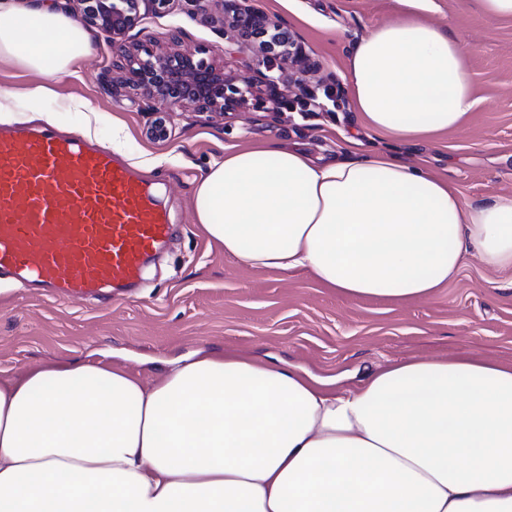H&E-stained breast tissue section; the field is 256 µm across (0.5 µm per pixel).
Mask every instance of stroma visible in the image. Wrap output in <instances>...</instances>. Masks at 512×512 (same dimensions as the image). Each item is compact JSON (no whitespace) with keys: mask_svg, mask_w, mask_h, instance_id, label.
Returning <instances> with one entry per match:
<instances>
[{"mask_svg":"<svg viewBox=\"0 0 512 512\" xmlns=\"http://www.w3.org/2000/svg\"><path fill=\"white\" fill-rule=\"evenodd\" d=\"M430 20L448 27L466 51L477 104L462 128L426 144H402L369 132L350 103L346 59L377 22L393 15V0H249L282 22L304 45L319 71L309 90H337L336 105L302 112L250 106L214 114L178 108L168 115L171 136L147 133L152 119L139 95L111 91L106 80L119 57L110 34L94 30L95 54L58 81L0 61V88L17 93L42 85L54 122L37 113L26 125L46 126L102 144L113 121L127 133L117 156L135 171L146 161L166 163L147 173L176 235L121 301H63L48 289L0 278V377L60 359L123 365L141 379L159 377L168 362L194 352L232 350L273 365H293L351 386L372 372L410 358L470 354L512 365V271L488 270L468 258L448 284L404 304L354 300L320 286L306 271L290 273L240 264L196 224L194 181L225 149L284 142L312 160L362 157L383 151L436 172L472 201L512 194V19L486 23L471 0H433ZM142 21L126 38L164 44L179 33L186 48L228 65L248 81L268 68L223 30L219 0L203 8L171 0L166 11L141 7ZM359 140L348 151L346 137ZM144 171V170H143Z\"/></svg>","mask_w":512,"mask_h":512,"instance_id":"stroma-1","label":"stroma"}]
</instances>
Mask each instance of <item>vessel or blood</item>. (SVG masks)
Listing matches in <instances>:
<instances>
[{
    "label": "vessel or blood",
    "mask_w": 512,
    "mask_h": 512,
    "mask_svg": "<svg viewBox=\"0 0 512 512\" xmlns=\"http://www.w3.org/2000/svg\"><path fill=\"white\" fill-rule=\"evenodd\" d=\"M173 232L111 151L54 130L0 129V274L64 300L134 287Z\"/></svg>",
    "instance_id": "1"
}]
</instances>
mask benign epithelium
I'll return each instance as SVG.
<instances>
[{"label": "benign epithelium", "instance_id": "obj_1", "mask_svg": "<svg viewBox=\"0 0 512 512\" xmlns=\"http://www.w3.org/2000/svg\"><path fill=\"white\" fill-rule=\"evenodd\" d=\"M82 20L114 37H121L140 22V3L144 2L163 10L170 0H68ZM222 5L224 24L241 38L264 35L274 30L295 40L281 24L275 23L260 11L242 7V0H219ZM179 38L171 34L166 47L150 48L136 44L119 46L121 76L119 83L138 92L150 102V110L159 114L150 127V134L158 139L169 137L163 112L175 107H194L207 112H231L246 107L251 101L265 94L274 101H281L302 85L311 71L301 47L293 52L279 53L268 44L256 42L250 46L270 60L279 61L281 77L266 79L265 86L247 83L236 85L237 76L224 66L197 53L178 48Z\"/></svg>", "mask_w": 512, "mask_h": 512}]
</instances>
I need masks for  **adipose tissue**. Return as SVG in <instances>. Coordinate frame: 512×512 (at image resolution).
Listing matches in <instances>:
<instances>
[{
    "label": "adipose tissue",
    "mask_w": 512,
    "mask_h": 512,
    "mask_svg": "<svg viewBox=\"0 0 512 512\" xmlns=\"http://www.w3.org/2000/svg\"><path fill=\"white\" fill-rule=\"evenodd\" d=\"M394 0L347 60L367 128L419 143L476 104L465 50ZM95 51L59 0H0V59L56 80ZM196 221L240 263L354 299L433 294L468 257L512 270V194L472 202L384 153L279 144L213 159ZM0 512H512V365H389L333 390L300 367L195 353L146 382L57 361L0 380Z\"/></svg>",
    "instance_id": "1"
}]
</instances>
